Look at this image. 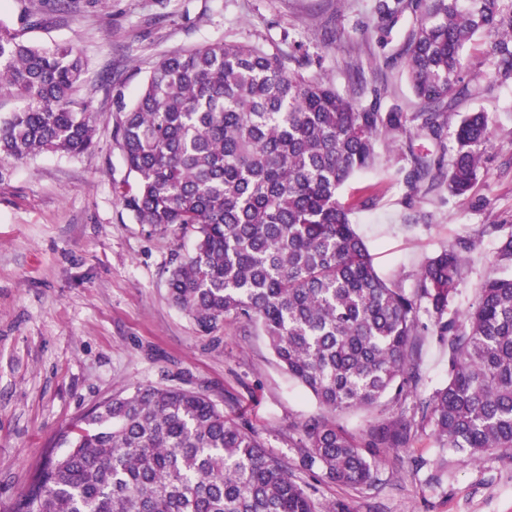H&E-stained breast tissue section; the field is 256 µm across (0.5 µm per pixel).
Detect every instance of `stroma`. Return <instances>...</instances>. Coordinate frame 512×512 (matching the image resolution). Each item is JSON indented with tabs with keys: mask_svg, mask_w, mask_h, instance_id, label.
<instances>
[{
	"mask_svg": "<svg viewBox=\"0 0 512 512\" xmlns=\"http://www.w3.org/2000/svg\"><path fill=\"white\" fill-rule=\"evenodd\" d=\"M374 0H81L78 21L50 0H0V19L38 43L72 45L86 62L80 97L97 114L96 147L79 156L53 152L0 161V512H9L47 453L77 418L140 385L206 394L225 415L259 433L268 453L286 460L316 512L331 501L349 512H512V453L474 463L442 452L422 407L448 375V347L422 337L415 394L384 400L375 411L341 415L354 435L400 416L418 431L403 448L375 459L374 484L338 486L308 471L297 448L304 421L322 413L313 396L276 364L251 323L232 317L207 332L168 298L166 270L194 235L136 223L112 191L127 176L112 138L117 105L132 102L144 78L169 52L219 40L307 55L344 94L355 70L384 87L383 108L419 111L401 57L406 26L389 45L376 32ZM484 109L490 138L469 196L445 188L410 198L396 170L410 153L432 151L422 136L381 148L375 167L340 190L378 274L412 288L422 263L452 240L473 241L453 308L475 300L497 273L495 253L512 232V86H495L454 111ZM374 206L359 207L364 198ZM424 214L428 223H413ZM490 224L501 232L486 233Z\"/></svg>",
	"mask_w": 512,
	"mask_h": 512,
	"instance_id": "obj_1",
	"label": "stroma"
}]
</instances>
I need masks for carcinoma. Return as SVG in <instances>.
I'll return each instance as SVG.
<instances>
[{
  "label": "carcinoma",
  "instance_id": "1",
  "mask_svg": "<svg viewBox=\"0 0 512 512\" xmlns=\"http://www.w3.org/2000/svg\"><path fill=\"white\" fill-rule=\"evenodd\" d=\"M72 20L81 0H52ZM379 42L405 15L406 67L419 112L380 111L382 89L341 95L318 61L224 40L164 56L135 101L118 106L113 138L132 179L113 185L139 224L194 233L167 269L173 304L204 332L233 316L259 327L276 363L326 415L306 421L303 462L331 482H374L370 459L412 436L401 418L359 436L336 416L399 402L418 385L420 314L448 345V378L422 407L440 447L472 462L512 450V275L487 280L476 303L451 309L474 243L443 245L412 290L379 276L339 190L371 169L379 145L416 131L441 150L398 169L408 196L477 183L487 113L459 116L445 162L448 104L473 95L469 46L493 37L480 78L512 84V0H375ZM84 62L41 47L0 20V90L26 105L0 117V157L79 155L94 147L95 113L79 97ZM371 100L364 104L361 98ZM497 262L512 268V234ZM12 512H315L288 462L205 394L138 386L62 435Z\"/></svg>",
  "mask_w": 512,
  "mask_h": 512
}]
</instances>
